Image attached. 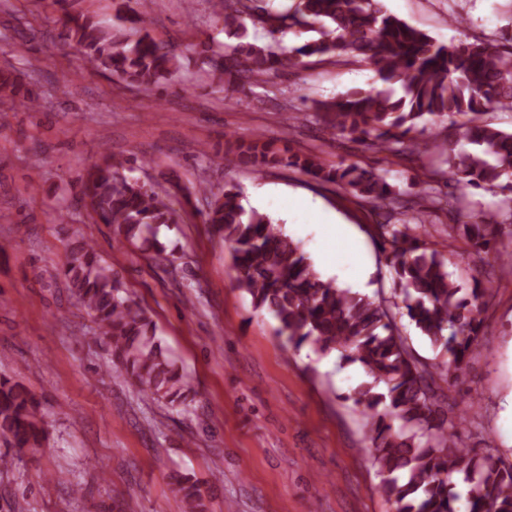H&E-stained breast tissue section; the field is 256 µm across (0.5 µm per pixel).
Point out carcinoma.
<instances>
[{
  "label": "carcinoma",
  "instance_id": "carcinoma-1",
  "mask_svg": "<svg viewBox=\"0 0 512 512\" xmlns=\"http://www.w3.org/2000/svg\"><path fill=\"white\" fill-rule=\"evenodd\" d=\"M63 13L66 40L91 70H104L153 92L181 67L179 55L145 32L134 41L112 39V24L71 15L68 0H55ZM224 28L239 34L247 16L269 34H291L299 45L239 43L228 54L208 58L210 72L222 81L236 75L248 83L273 70L290 71L302 58L354 59L371 66L400 90L353 88L314 103L334 136L360 140L395 156L436 155L441 173L457 185L512 192V132L493 126L486 115L512 111V49L491 42L443 44L383 10L379 0H220ZM17 93L12 73L0 71V105L13 111ZM448 123L445 138L426 135L428 127ZM247 157L259 170L281 163L313 179L333 184L387 214H411L401 224L379 225L380 247L400 290L393 313L365 294L322 280L299 244L282 226L259 211L246 212L236 187L214 193L204 184L209 225L231 249L236 282L255 308L270 312L277 333L295 349L304 346L345 363H358L370 381L350 395L362 408L373 458L382 476L377 491L395 512H512V464L489 448L462 446L467 422L454 412L444 387L484 348L482 314L486 290L463 292L448 272V260L424 246L427 211L415 208L412 192L395 190L387 177L356 163L326 168L316 157L285 159L268 151L257 137L246 148L227 153L233 163ZM129 161L104 153L80 181L81 207L112 228L115 242L131 244L166 259L157 227L172 224L167 205L153 190L125 174ZM433 204L454 208L457 197L428 183L420 187ZM451 232L472 242L476 252L494 253L502 265L512 256L496 251L512 236V195L496 202L471 224ZM67 287L88 309L96 336L112 348L113 362L139 392L171 406H189L183 375L156 337L145 311L123 294L122 282L91 241L68 250L63 262ZM407 316L438 351L443 362L430 366L409 348L395 322ZM46 429L40 402L24 385L0 379V439L15 452L40 448ZM174 492L188 512H208L198 480L171 476Z\"/></svg>",
  "mask_w": 512,
  "mask_h": 512
}]
</instances>
